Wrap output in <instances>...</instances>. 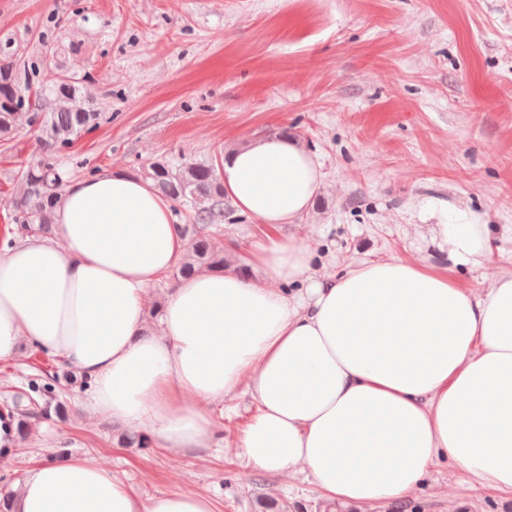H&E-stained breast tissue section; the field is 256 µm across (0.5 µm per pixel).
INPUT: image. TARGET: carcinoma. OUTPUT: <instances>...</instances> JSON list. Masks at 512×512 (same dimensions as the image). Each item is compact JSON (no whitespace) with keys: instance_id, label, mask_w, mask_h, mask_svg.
<instances>
[{"instance_id":"cac0c4a2","label":"carcinoma","mask_w":512,"mask_h":512,"mask_svg":"<svg viewBox=\"0 0 512 512\" xmlns=\"http://www.w3.org/2000/svg\"><path fill=\"white\" fill-rule=\"evenodd\" d=\"M70 48L54 49V67L43 62L30 61L23 71H16L14 52L9 47L0 49V143L8 144L18 130L21 120L34 127L42 145L39 158L17 171L21 190L13 201L12 220L16 231L32 233L49 231L52 209L61 195L65 178L71 172L64 169L62 156L76 138L95 130L103 115L95 106L87 78L67 71L64 58ZM38 84L40 111L26 112L18 101L31 96L32 84ZM158 191L191 212L193 230L185 261L179 275L190 276L198 272H223L226 266L220 222L224 221V186L220 171L211 161L169 160L154 161L140 170ZM57 371L54 359L48 367L28 383L29 391L41 401L38 411L19 413L20 430L30 431V420L56 416L66 419L64 405L57 400Z\"/></svg>"}]
</instances>
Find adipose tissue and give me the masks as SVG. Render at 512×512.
<instances>
[{
  "mask_svg": "<svg viewBox=\"0 0 512 512\" xmlns=\"http://www.w3.org/2000/svg\"><path fill=\"white\" fill-rule=\"evenodd\" d=\"M224 190L266 228L296 224L323 175L288 136L225 155ZM453 265L475 266L490 239L475 212L447 207ZM52 236L0 254V362L25 344L92 382L94 411L178 454L209 447L207 406L249 394L238 446L256 467L308 474L346 503L408 497L448 461L470 487L512 495V273L473 291L447 269L403 258L316 275L308 243L270 237L253 273H199L168 294L143 336L151 287L187 242L151 181L117 170L69 180ZM13 512H215L205 494L142 499L82 457L41 461L12 489Z\"/></svg>",
  "mask_w": 512,
  "mask_h": 512,
  "instance_id": "1",
  "label": "adipose tissue"
}]
</instances>
